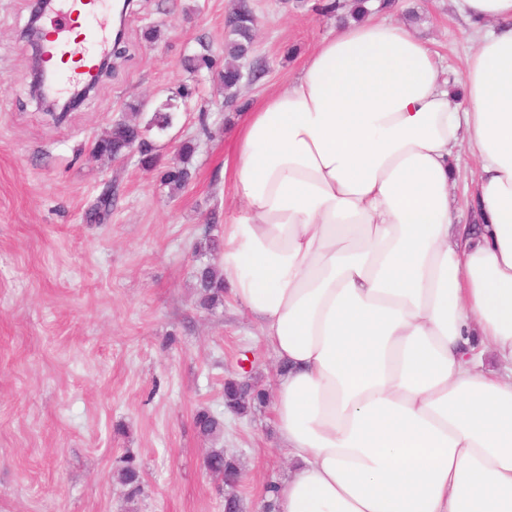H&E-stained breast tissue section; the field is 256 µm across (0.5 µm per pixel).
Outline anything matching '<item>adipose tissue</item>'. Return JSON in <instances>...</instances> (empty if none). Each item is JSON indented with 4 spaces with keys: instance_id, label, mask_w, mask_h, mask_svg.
Returning <instances> with one entry per match:
<instances>
[{
    "instance_id": "1",
    "label": "adipose tissue",
    "mask_w": 512,
    "mask_h": 512,
    "mask_svg": "<svg viewBox=\"0 0 512 512\" xmlns=\"http://www.w3.org/2000/svg\"><path fill=\"white\" fill-rule=\"evenodd\" d=\"M458 10L460 90L371 14L240 121L219 269L278 365L273 512H512V0ZM473 170L474 162L472 159L464 157V160L461 162L456 183L452 190V196L457 203H464L465 197L472 187Z\"/></svg>"
}]
</instances>
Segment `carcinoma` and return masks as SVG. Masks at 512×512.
I'll use <instances>...</instances> for the list:
<instances>
[{
	"label": "carcinoma",
	"instance_id": "cac0c4a2",
	"mask_svg": "<svg viewBox=\"0 0 512 512\" xmlns=\"http://www.w3.org/2000/svg\"><path fill=\"white\" fill-rule=\"evenodd\" d=\"M238 23L230 27L224 42V90L235 96L241 83L242 66L240 61L251 51L253 43L254 17L247 5L240 4ZM174 113L161 110L153 113L145 125L136 121H124L111 126L107 134L99 139L94 151L101 157L112 159L122 155L134 143L141 146L140 162L147 169L160 165L161 158L147 134L155 129L165 132L173 127ZM194 147L189 141L180 145V164L164 171L163 181L173 194L184 190L194 179V171L189 166V159ZM196 288L199 294V307L212 310L223 303L224 281L219 268L212 264H204L196 271ZM265 397L249 384H241L235 380H224V405L234 414L247 413L255 402ZM194 428L198 435L217 440L224 433V420L207 410H199L194 415ZM205 463L212 474L221 478L224 485L234 487L241 476V469L235 459L224 455V449L214 448L205 457ZM119 482L127 488V496L134 497L141 492L142 476L139 466L133 459L124 460V466L118 471Z\"/></svg>",
	"mask_w": 512,
	"mask_h": 512
}]
</instances>
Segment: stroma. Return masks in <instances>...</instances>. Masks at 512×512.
<instances>
[{"label":"stroma","instance_id":"1","mask_svg":"<svg viewBox=\"0 0 512 512\" xmlns=\"http://www.w3.org/2000/svg\"><path fill=\"white\" fill-rule=\"evenodd\" d=\"M242 1L256 30L229 99L218 72ZM322 3L130 0L111 72L58 123L29 92L32 50L20 33L31 0H0V512H224L193 426L201 409L224 419L218 445L240 465L245 512L287 476L270 403L224 409L225 380L270 389L276 359L232 299L199 308L195 271L218 258L195 245L237 205L224 155L242 105L286 87L335 29ZM385 14L411 20L443 56L445 78L460 82L473 39L452 0H393ZM199 54L212 69L187 71L185 57ZM182 87L191 96L171 135L153 138L166 164L180 142L195 146V179L180 194L138 156L94 157L130 101H148L145 122ZM107 188L110 217L90 221ZM128 455L143 476L132 499L117 478Z\"/></svg>","mask_w":512,"mask_h":512}]
</instances>
